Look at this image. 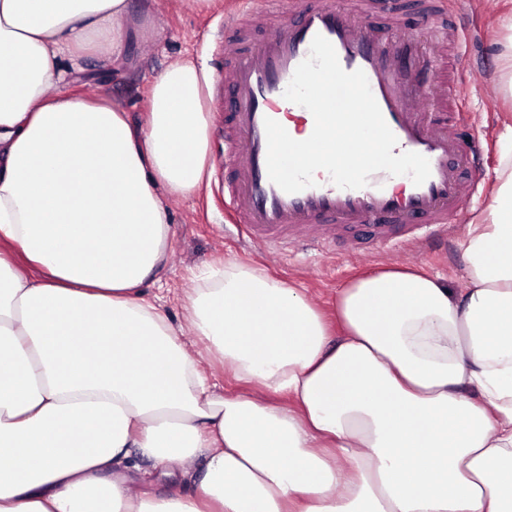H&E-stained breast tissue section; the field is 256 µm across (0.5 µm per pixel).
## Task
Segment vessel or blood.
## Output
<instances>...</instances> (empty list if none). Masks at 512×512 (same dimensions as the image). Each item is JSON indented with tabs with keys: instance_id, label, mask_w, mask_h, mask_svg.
<instances>
[{
	"instance_id": "1",
	"label": "vessel or blood",
	"mask_w": 512,
	"mask_h": 512,
	"mask_svg": "<svg viewBox=\"0 0 512 512\" xmlns=\"http://www.w3.org/2000/svg\"><path fill=\"white\" fill-rule=\"evenodd\" d=\"M402 12L403 0H356L349 9L337 8L335 0H243L225 11L224 159L230 175L224 203L255 239L327 246L345 225L368 228L387 246L396 241L397 225L430 226L440 239L458 223V203L476 193L466 171L477 163L476 148L461 134L465 93L453 77L434 84L412 39L391 42L370 25L375 14L395 20ZM435 15L421 11L417 17L456 43L457 22L440 26ZM318 35L331 42L345 71L365 73L397 139L396 153L429 160L431 175L422 185L408 180L393 188L390 174L381 171L363 188L341 189L322 171L314 186L289 194L270 180L264 121L297 111L283 93Z\"/></svg>"
}]
</instances>
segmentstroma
<instances>
[{
  "instance_id": "obj_1",
  "label": "stroma",
  "mask_w": 512,
  "mask_h": 512,
  "mask_svg": "<svg viewBox=\"0 0 512 512\" xmlns=\"http://www.w3.org/2000/svg\"><path fill=\"white\" fill-rule=\"evenodd\" d=\"M233 0H208L199 10L182 8L180 0H129L128 25L132 31L125 61L119 70L86 63L87 78L77 90L90 99L118 102L130 117L142 119L156 79L176 59L189 56L213 77L208 108L213 114L209 143L212 176L209 187L190 199L169 202L170 248L158 281L149 283L148 295L160 296L163 312L181 325L182 290L202 280L218 263L234 260L262 269L268 276L305 288L319 306L329 307L337 290L354 276L398 263H411L444 277L449 286L464 287L468 264L465 241L468 222L481 220L495 186V171L502 154L500 136L512 125V101L496 90L502 67L500 42L505 32L502 17L512 12V0H460L467 13L462 38L451 56L458 81L469 82L479 68L487 82L473 87L467 99L469 132L481 151L480 183L467 223L448 227L446 246L427 249L418 242V229L403 228L402 248L379 246L365 229L338 228L335 245L284 248L253 242L244 228L224 218V147L218 135L224 127V94L220 79L224 66V11Z\"/></svg>"
}]
</instances>
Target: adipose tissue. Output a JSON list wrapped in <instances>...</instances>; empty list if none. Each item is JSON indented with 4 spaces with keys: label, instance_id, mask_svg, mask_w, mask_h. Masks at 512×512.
<instances>
[{
    "label": "adipose tissue",
    "instance_id": "ef3b65f1",
    "mask_svg": "<svg viewBox=\"0 0 512 512\" xmlns=\"http://www.w3.org/2000/svg\"><path fill=\"white\" fill-rule=\"evenodd\" d=\"M127 18L0 0V512H512V125L464 288L391 266L326 314L229 262L189 289L227 396L145 290L211 178L209 72L176 60L138 123L59 89Z\"/></svg>",
    "mask_w": 512,
    "mask_h": 512
}]
</instances>
